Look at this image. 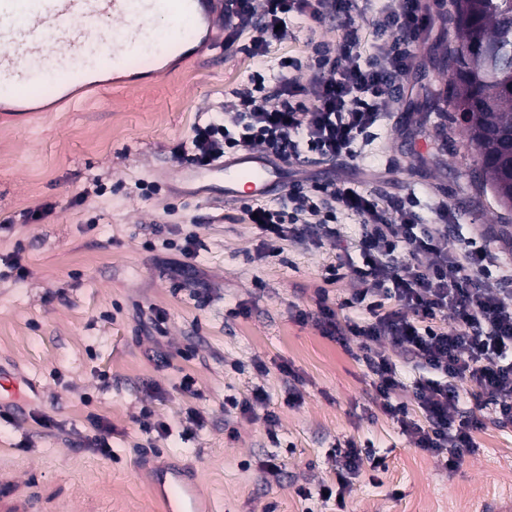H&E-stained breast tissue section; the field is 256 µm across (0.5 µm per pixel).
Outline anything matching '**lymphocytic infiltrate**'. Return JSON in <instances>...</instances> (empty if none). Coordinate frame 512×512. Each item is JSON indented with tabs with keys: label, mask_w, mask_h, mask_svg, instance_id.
<instances>
[{
	"label": "lymphocytic infiltrate",
	"mask_w": 512,
	"mask_h": 512,
	"mask_svg": "<svg viewBox=\"0 0 512 512\" xmlns=\"http://www.w3.org/2000/svg\"><path fill=\"white\" fill-rule=\"evenodd\" d=\"M306 6L307 0H226L224 42L232 44L246 31L254 54H261L283 39L288 15ZM325 15L336 19L342 37L334 45L317 44L309 80L284 73L270 93L238 90L223 116L196 125L189 144L172 147L173 158L200 170L254 147L272 162L298 160L307 152L353 159L359 140L380 120L386 94L408 69L428 16L422 0H383L371 16L374 51L365 58L350 0H318L312 16ZM285 197L284 208L246 200L241 211L245 220L259 218L260 233L273 240L298 238L315 226L340 238L335 226L340 210L358 220L361 261L345 268L360 284L347 305L362 307L363 316L338 317L323 293L317 313H302L299 321L314 323L330 338L357 342L382 411L400 423L415 447L445 458L451 467L463 449L475 447L479 422L461 411L464 387L493 406L500 422L511 424L512 361L505 354L512 348V274L507 287H484L495 259L460 236L455 214L443 207L438 223L422 224L405 203H384L350 181L294 182ZM450 313L457 320L451 330L440 323ZM383 338L424 373L413 404L394 399L402 385L397 365L372 350ZM416 408L424 423L415 421Z\"/></svg>",
	"instance_id": "1"
}]
</instances>
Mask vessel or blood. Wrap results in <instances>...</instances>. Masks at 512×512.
<instances>
[{"instance_id": "vessel-or-blood-1", "label": "vessel or blood", "mask_w": 512, "mask_h": 512, "mask_svg": "<svg viewBox=\"0 0 512 512\" xmlns=\"http://www.w3.org/2000/svg\"><path fill=\"white\" fill-rule=\"evenodd\" d=\"M150 17L176 20L187 32L174 36L147 27ZM87 21L111 27L114 49L84 69L77 62L88 45L75 27ZM223 23L224 0H0V105L38 100L31 86L48 70L55 74V93L81 81L90 95H98L103 89L98 74L129 71L144 54L150 55L152 69H160L169 56L212 45ZM24 85L29 94H21ZM211 170L223 176L224 192L233 197L265 195L270 184V170L256 164L250 151ZM159 494L164 512H194L196 486L176 477L160 483Z\"/></svg>"}]
</instances>
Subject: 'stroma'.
<instances>
[{"mask_svg": "<svg viewBox=\"0 0 512 512\" xmlns=\"http://www.w3.org/2000/svg\"><path fill=\"white\" fill-rule=\"evenodd\" d=\"M426 5L430 25L389 116L358 143L357 158L336 164L310 153L276 169L283 184L299 170L409 198L423 224L448 204L464 235L498 256L485 281L496 289L512 271V210L476 190L465 131L445 103L425 100L446 89L437 58L456 16L454 0ZM338 39L332 21L293 15L286 38L261 55L244 34L222 56L72 107L0 112V371L20 390L12 418H0V471L32 512H162L153 480L171 469L197 479L202 503L218 512H336L317 493L335 483L337 453L351 442L370 456L351 478L347 512H486L512 498V425L491 407L462 395L482 425L476 448L447 467L380 410L358 346L298 322L299 311L316 312L317 289L336 306L354 292L351 279H327L338 243L281 240L270 256L223 180L170 154L235 91L272 86L288 68L308 74L313 43ZM44 206L43 220L27 221ZM191 232L199 247L186 266L180 247ZM17 252L22 281L7 275ZM199 286L211 294L204 307ZM186 374L200 396L180 391ZM258 387L267 408L227 407ZM191 410L204 427L188 435ZM268 411L278 418L273 438ZM98 415L112 427L108 456L81 446ZM46 418L55 430L43 428ZM273 456L276 477L262 470Z\"/></svg>", "mask_w": 512, "mask_h": 512, "instance_id": "stroma-1", "label": "stroma"}]
</instances>
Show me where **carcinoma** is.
Wrapping results in <instances>:
<instances>
[{
	"mask_svg": "<svg viewBox=\"0 0 512 512\" xmlns=\"http://www.w3.org/2000/svg\"><path fill=\"white\" fill-rule=\"evenodd\" d=\"M455 44L448 47L444 102L468 117L461 121L474 152L479 191H490L506 206L512 181L490 159L499 142L491 131L512 132V0H455Z\"/></svg>",
	"mask_w": 512,
	"mask_h": 512,
	"instance_id": "cac0c4a2",
	"label": "carcinoma"
}]
</instances>
